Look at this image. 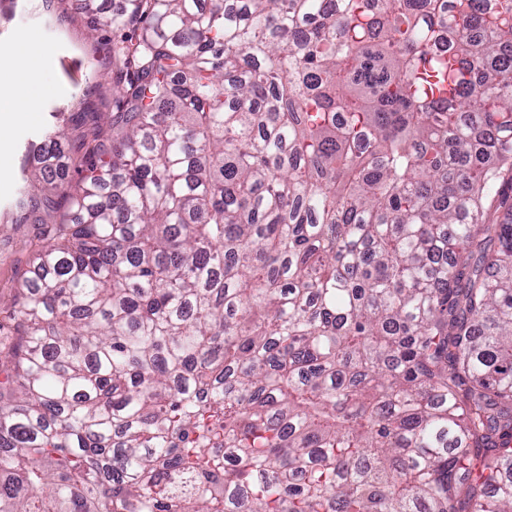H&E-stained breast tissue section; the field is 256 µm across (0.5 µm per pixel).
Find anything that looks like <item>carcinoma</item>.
Instances as JSON below:
<instances>
[{
  "label": "carcinoma",
  "mask_w": 512,
  "mask_h": 512,
  "mask_svg": "<svg viewBox=\"0 0 512 512\" xmlns=\"http://www.w3.org/2000/svg\"><path fill=\"white\" fill-rule=\"evenodd\" d=\"M447 2L76 0L110 130L23 170L0 512H512V0Z\"/></svg>",
  "instance_id": "carcinoma-1"
}]
</instances>
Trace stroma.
Instances as JSON below:
<instances>
[{
	"instance_id": "1",
	"label": "stroma",
	"mask_w": 512,
	"mask_h": 512,
	"mask_svg": "<svg viewBox=\"0 0 512 512\" xmlns=\"http://www.w3.org/2000/svg\"><path fill=\"white\" fill-rule=\"evenodd\" d=\"M112 39L108 28L88 34L74 0H54L50 9L43 0H0V82L21 80L33 69L44 89L36 111L0 132L7 144L0 152V309L16 293L35 243L34 225L9 221L21 184L22 152L60 108L70 119L90 105L100 112L101 125H108L112 66L106 57Z\"/></svg>"
}]
</instances>
